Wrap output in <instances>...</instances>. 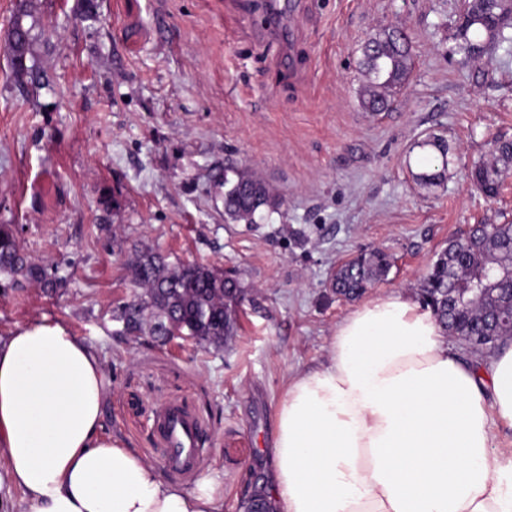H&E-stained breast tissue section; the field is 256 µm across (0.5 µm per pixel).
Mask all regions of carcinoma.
Returning a JSON list of instances; mask_svg holds the SVG:
<instances>
[{
    "label": "carcinoma",
    "instance_id": "1",
    "mask_svg": "<svg viewBox=\"0 0 512 512\" xmlns=\"http://www.w3.org/2000/svg\"><path fill=\"white\" fill-rule=\"evenodd\" d=\"M37 17L20 10L13 18L9 51L16 75L28 92L36 94L49 86L46 54L35 49ZM512 11L504 0H463L448 56L479 61L496 51L512 55ZM364 81L360 103L367 112L388 108L389 92L402 86L411 70V53L393 29H384L362 46ZM436 152L441 168L429 167L416 179L434 186L448 165V143L434 136L426 142ZM496 162L472 171L474 185L485 195L498 193L501 171L498 162L512 163V142L495 148ZM224 215L236 222L257 223L262 210H277L280 202L260 180L239 170H224ZM391 267L389 256L372 251L353 258L336 271V294L353 298L384 277ZM497 272V288L512 286V224H483L461 238L452 240L439 253L425 278L420 300L433 311L440 324L459 336L475 339L493 335L498 340L512 336V325L497 319V312L475 302L458 304L459 293L471 287L487 270ZM0 276L16 291L36 283L47 292L66 286L54 264H37L21 252L12 227L0 225ZM132 276L139 292L130 304L112 311V320L127 325L129 336H165L169 327L190 332L203 349L221 350L224 337L232 335L236 306L242 286L232 277L208 265H170L164 256L145 246L132 264Z\"/></svg>",
    "mask_w": 512,
    "mask_h": 512
}]
</instances>
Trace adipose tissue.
Wrapping results in <instances>:
<instances>
[{
    "label": "adipose tissue",
    "instance_id": "1",
    "mask_svg": "<svg viewBox=\"0 0 512 512\" xmlns=\"http://www.w3.org/2000/svg\"><path fill=\"white\" fill-rule=\"evenodd\" d=\"M98 351L57 323L0 338V461L23 512H223L213 484L160 479L104 434ZM512 344L465 361L431 309L394 293L337 323L293 377L269 454L271 512H512Z\"/></svg>",
    "mask_w": 512,
    "mask_h": 512
}]
</instances>
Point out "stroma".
<instances>
[{
	"instance_id": "obj_1",
	"label": "stroma",
	"mask_w": 512,
	"mask_h": 512,
	"mask_svg": "<svg viewBox=\"0 0 512 512\" xmlns=\"http://www.w3.org/2000/svg\"><path fill=\"white\" fill-rule=\"evenodd\" d=\"M0 0V224L30 260L56 264L62 293L0 289V336L58 323L101 352L112 382L107 435L135 448L161 479L210 480L224 512L265 497L267 448L290 376L323 367L339 322L393 292L419 295L450 239L475 224L512 223V170L498 195L469 181L512 140V57L448 56L462 0H288L283 34L254 20L265 0ZM40 20L52 87L29 95L6 49L21 4ZM406 29L411 73L388 111L359 102L362 42ZM448 142L441 185L417 179ZM258 175L278 213L224 217L218 178ZM110 208H103V200ZM170 264L223 270L243 287L221 350L118 334L141 244ZM381 250L391 268L361 298L336 295L342 263ZM198 418L197 468L163 462L160 410Z\"/></svg>"
}]
</instances>
